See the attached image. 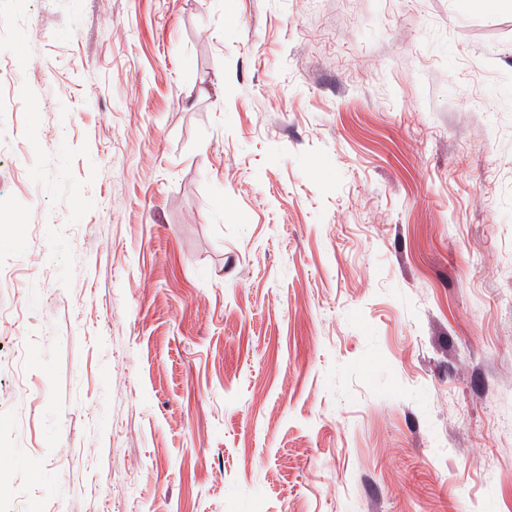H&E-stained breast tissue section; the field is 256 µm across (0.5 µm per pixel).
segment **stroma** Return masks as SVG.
<instances>
[{"label":"stroma","instance_id":"35a3bbf8","mask_svg":"<svg viewBox=\"0 0 512 512\" xmlns=\"http://www.w3.org/2000/svg\"><path fill=\"white\" fill-rule=\"evenodd\" d=\"M0 512H512V7L0 0Z\"/></svg>","mask_w":512,"mask_h":512}]
</instances>
